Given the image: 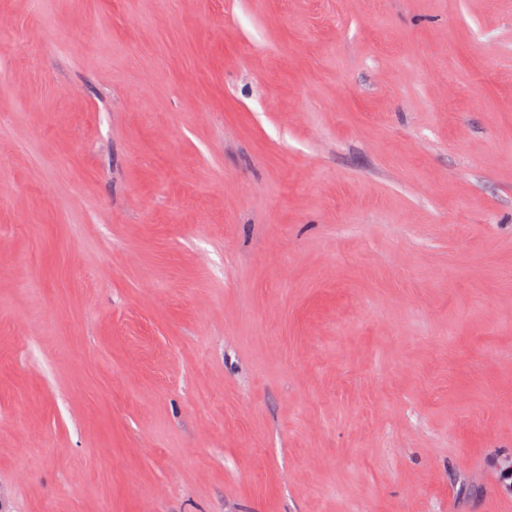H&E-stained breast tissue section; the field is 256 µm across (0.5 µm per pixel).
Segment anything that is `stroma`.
Masks as SVG:
<instances>
[{"label":"stroma","mask_w":512,"mask_h":512,"mask_svg":"<svg viewBox=\"0 0 512 512\" xmlns=\"http://www.w3.org/2000/svg\"><path fill=\"white\" fill-rule=\"evenodd\" d=\"M512 0H0L5 512H512Z\"/></svg>","instance_id":"stroma-1"}]
</instances>
